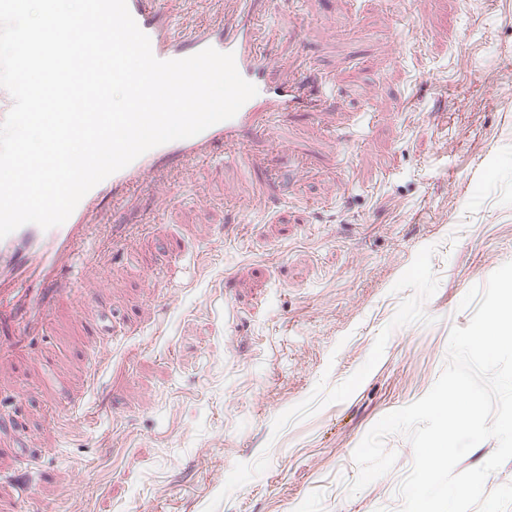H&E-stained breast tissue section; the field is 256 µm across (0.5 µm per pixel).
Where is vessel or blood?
Returning a JSON list of instances; mask_svg holds the SVG:
<instances>
[{"label": "vessel or blood", "mask_w": 512, "mask_h": 512, "mask_svg": "<svg viewBox=\"0 0 512 512\" xmlns=\"http://www.w3.org/2000/svg\"><path fill=\"white\" fill-rule=\"evenodd\" d=\"M237 2L238 14L228 19L223 0H204L205 22L180 31L166 0H127L157 59H182L209 47L233 53L240 75L258 93L232 119L194 137L155 147L107 177L82 198L62 225L45 230L27 224L0 239V351L12 349L20 337L42 332L50 311L72 305L68 272L75 261H92L95 252L88 243L104 205L122 206L142 189L165 186L173 175L199 172L226 143L269 142L274 134L271 114L319 111L328 95V81L307 72L293 82L277 80L276 58L257 51L253 38V19L266 0Z\"/></svg>", "instance_id": "obj_1"}]
</instances>
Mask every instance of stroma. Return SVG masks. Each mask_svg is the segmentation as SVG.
<instances>
[{"label":"stroma","mask_w":512,"mask_h":512,"mask_svg":"<svg viewBox=\"0 0 512 512\" xmlns=\"http://www.w3.org/2000/svg\"><path fill=\"white\" fill-rule=\"evenodd\" d=\"M254 38L329 111L139 192L128 250L0 358V512H401L409 440L354 494L353 453L512 261V0H275Z\"/></svg>","instance_id":"obj_1"}]
</instances>
